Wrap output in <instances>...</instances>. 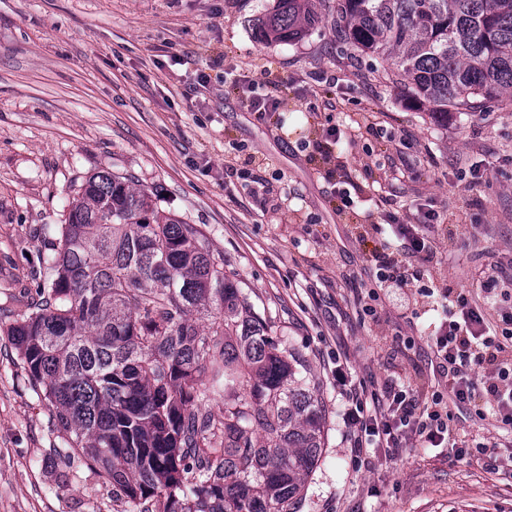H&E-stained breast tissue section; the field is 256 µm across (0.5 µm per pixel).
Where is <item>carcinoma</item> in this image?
Wrapping results in <instances>:
<instances>
[{"label": "carcinoma", "instance_id": "cac0c4a2", "mask_svg": "<svg viewBox=\"0 0 512 512\" xmlns=\"http://www.w3.org/2000/svg\"><path fill=\"white\" fill-rule=\"evenodd\" d=\"M313 3L279 0L260 37L301 39ZM336 27L393 58L441 120L512 106V0H336ZM55 234L8 335L64 436L58 456L111 485L115 512H298L325 447L321 383L199 227L98 171Z\"/></svg>", "mask_w": 512, "mask_h": 512}]
</instances>
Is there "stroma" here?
<instances>
[{"label": "stroma", "mask_w": 512, "mask_h": 512, "mask_svg": "<svg viewBox=\"0 0 512 512\" xmlns=\"http://www.w3.org/2000/svg\"><path fill=\"white\" fill-rule=\"evenodd\" d=\"M278 0H0V512H113L112 490L81 458L60 483L51 411L7 329L86 176H131L207 235L287 344L323 384L328 435L301 512H512V474L452 448L353 454L344 441L337 361L357 378L433 385L425 337L442 315L395 297L360 303L369 257L391 245L387 212L467 213L438 239L424 279L477 291L512 280V109L486 102L438 122L410 106L386 55L336 31L318 0L303 39L264 42ZM269 68L257 91L284 104L250 112L226 74ZM209 74L198 85V72ZM342 131L335 144L326 132ZM265 187L243 190L250 153ZM356 187L350 206L334 190ZM410 336L414 347L395 344Z\"/></svg>", "instance_id": "35a3bbf8"}]
</instances>
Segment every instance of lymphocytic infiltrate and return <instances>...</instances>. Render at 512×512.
<instances>
[{"label": "lymphocytic infiltrate", "instance_id": "lymphocytic-infiltrate-1", "mask_svg": "<svg viewBox=\"0 0 512 512\" xmlns=\"http://www.w3.org/2000/svg\"><path fill=\"white\" fill-rule=\"evenodd\" d=\"M386 221L397 247L372 251L377 285L368 295L374 299L382 290L403 291L409 309L422 300L431 306L450 304L449 317L427 339L444 382L422 392L395 380L376 390L363 381L349 382L346 372L337 370V381L346 385L343 423L352 450L441 447L453 433L454 404L472 406L477 415L512 427V306L503 303L512 292L494 275L483 280L478 300L465 289L422 284L419 267L435 257L428 230L394 212ZM458 451L486 460L491 469L512 472L511 436L490 444L474 437L462 441Z\"/></svg>", "mask_w": 512, "mask_h": 512}]
</instances>
